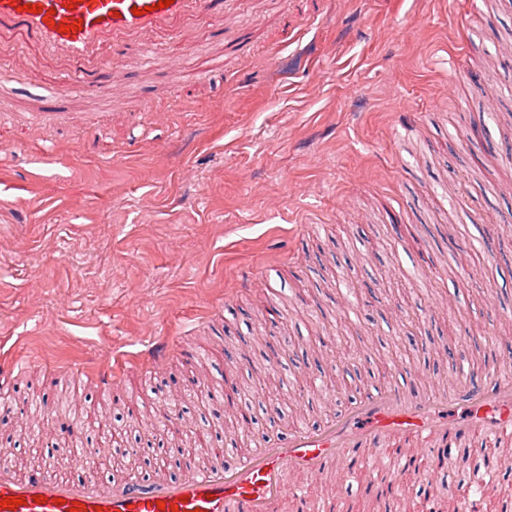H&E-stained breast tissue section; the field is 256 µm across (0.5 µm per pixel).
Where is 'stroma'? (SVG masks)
<instances>
[{
    "label": "stroma",
    "mask_w": 512,
    "mask_h": 512,
    "mask_svg": "<svg viewBox=\"0 0 512 512\" xmlns=\"http://www.w3.org/2000/svg\"><path fill=\"white\" fill-rule=\"evenodd\" d=\"M464 2L234 0L244 52L199 18L192 46L155 38L163 65L112 102L44 126L35 86L79 73L0 33V71L25 73L0 114V361L26 360L22 396L53 404L49 365L167 338L178 357L127 373L128 406L245 452L255 429L319 426L387 383L512 366L493 344L512 339V0ZM190 379L216 396L206 413ZM40 428L0 440L17 472L53 443L50 414ZM464 457L482 445L430 456V484L401 475L383 512L462 493Z\"/></svg>",
    "instance_id": "obj_1"
}]
</instances>
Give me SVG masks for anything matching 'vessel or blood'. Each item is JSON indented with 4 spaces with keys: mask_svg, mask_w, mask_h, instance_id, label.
Instances as JSON below:
<instances>
[{
    "mask_svg": "<svg viewBox=\"0 0 512 512\" xmlns=\"http://www.w3.org/2000/svg\"><path fill=\"white\" fill-rule=\"evenodd\" d=\"M201 16L230 19L229 0H174L164 8L158 0H0L1 31L23 30L43 57L79 70V82L55 87L57 102L76 93L114 96L111 58H134L141 69H151L159 61L153 38L186 41L185 21ZM64 24L69 32H61ZM174 354L169 345L149 343L139 364L154 369ZM87 375L114 402L123 401L119 368L93 367ZM474 438L496 444L512 440L511 369L497 367L492 379L455 381L426 395L403 384L384 385L323 428L294 430L284 442L256 435L250 452L224 449L209 463L166 448L164 457L183 462L178 482L160 474L147 481L134 475L75 481L57 475L59 462L53 457L23 474L2 460L0 500L20 498L14 512H336L335 501L311 497L310 483L345 482L357 466L385 470L394 492L399 475L420 455ZM500 467L496 456L487 457L468 493L470 505L495 494Z\"/></svg>",
    "mask_w": 512,
    "mask_h": 512,
    "instance_id": "vessel-or-blood-1",
    "label": "vessel or blood"
}]
</instances>
